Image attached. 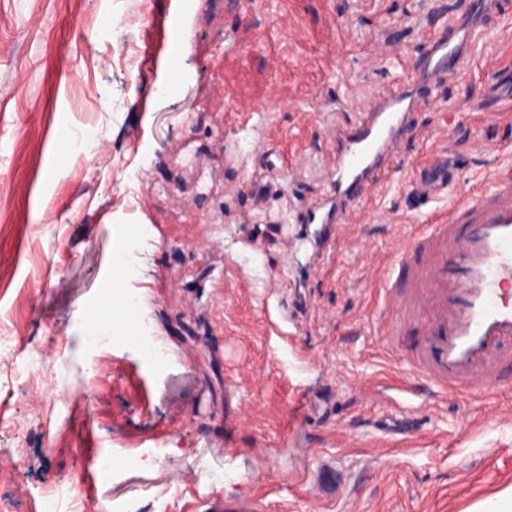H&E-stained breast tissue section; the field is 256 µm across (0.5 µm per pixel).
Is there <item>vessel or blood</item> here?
<instances>
[{
  "instance_id": "vessel-or-blood-1",
  "label": "vessel or blood",
  "mask_w": 512,
  "mask_h": 512,
  "mask_svg": "<svg viewBox=\"0 0 512 512\" xmlns=\"http://www.w3.org/2000/svg\"><path fill=\"white\" fill-rule=\"evenodd\" d=\"M507 8L506 0H468L463 19L435 16L442 33L413 63V82L368 98L359 118L331 126L328 190L303 218L321 225L327 249L345 240L361 203L379 191L423 87L466 72L485 35L482 18ZM454 156L448 143L426 157L409 189L417 202L447 196L456 181ZM375 285L390 315L383 346L403 354L415 380L434 393L481 403L511 393L512 176L493 178L416 226Z\"/></svg>"
}]
</instances>
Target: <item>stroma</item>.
<instances>
[{
    "label": "stroma",
    "instance_id": "1",
    "mask_svg": "<svg viewBox=\"0 0 512 512\" xmlns=\"http://www.w3.org/2000/svg\"><path fill=\"white\" fill-rule=\"evenodd\" d=\"M467 3L196 0L187 76L160 96L182 0H0V512L48 493L58 512H466L512 486V417L416 387L382 348L370 276L422 221L408 185L433 148L459 152L440 209L512 172V92L484 103L512 20L491 16L470 70L416 109L349 242L326 253L302 221L329 126L395 88L431 18ZM107 9L119 28L100 27ZM380 42L390 58L366 65ZM136 224L122 287L146 329L99 347L80 319Z\"/></svg>",
    "mask_w": 512,
    "mask_h": 512
}]
</instances>
